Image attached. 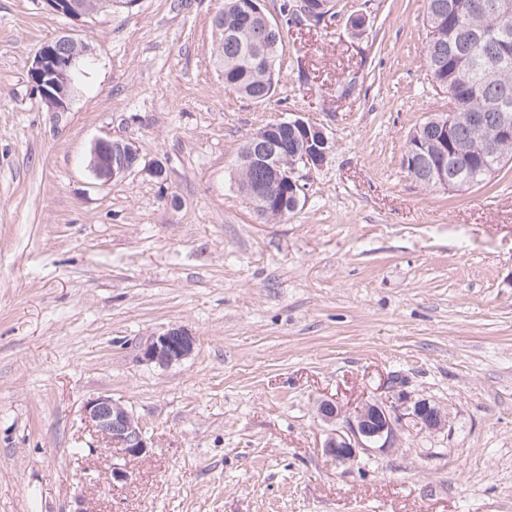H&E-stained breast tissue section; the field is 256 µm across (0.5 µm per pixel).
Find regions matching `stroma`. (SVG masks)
<instances>
[{
    "mask_svg": "<svg viewBox=\"0 0 512 512\" xmlns=\"http://www.w3.org/2000/svg\"><path fill=\"white\" fill-rule=\"evenodd\" d=\"M282 2L263 0L283 39L256 103L216 61L224 0H118L80 20L0 0V512H512V168L450 192L404 167L414 127L448 109L424 0H341L311 28ZM63 35L90 55L52 112L29 70ZM297 115L331 151L268 222L235 161ZM101 138L131 143L138 167L95 179ZM173 327L192 355L141 361ZM395 375L447 426L326 456L320 402L386 397ZM101 394L139 419L144 455L86 427ZM117 461L129 478L106 484Z\"/></svg>",
    "mask_w": 512,
    "mask_h": 512,
    "instance_id": "35a3bbf8",
    "label": "stroma"
}]
</instances>
